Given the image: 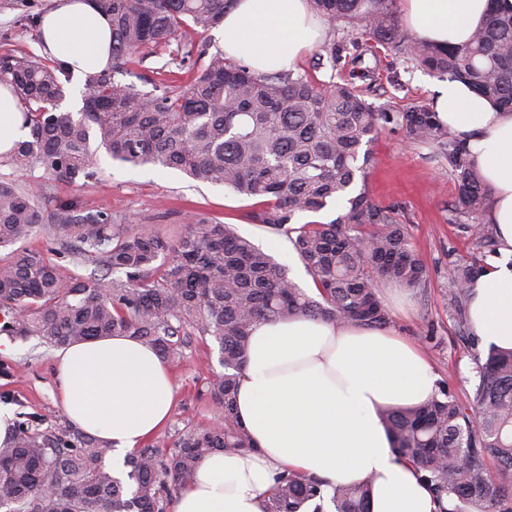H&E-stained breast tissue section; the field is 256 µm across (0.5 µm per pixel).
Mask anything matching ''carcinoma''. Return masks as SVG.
<instances>
[{
  "mask_svg": "<svg viewBox=\"0 0 512 512\" xmlns=\"http://www.w3.org/2000/svg\"><path fill=\"white\" fill-rule=\"evenodd\" d=\"M236 0H105L99 10L112 26V67L86 75L83 107L60 111L66 71L48 58L1 54L0 76L28 107L29 138L5 165L39 168L49 180L86 184L99 173L98 151L133 167L177 170L194 182L223 186L261 204L251 218L285 235L317 288L309 295L289 269L230 224L194 219L171 239L133 231L107 211L83 213L74 200L49 205L24 183L0 177V335L35 336L56 348L128 334L164 357L195 329L212 337L224 368L208 392L224 413L209 429H188L162 455L138 450L124 478L105 465L109 447L68 427L42 430L21 414L12 439L0 445V512H169L210 454L255 448L235 414L244 351L256 323L303 315L387 327L391 316L375 285L426 286L429 270L413 250L393 208L353 194L371 164L370 143L381 124L399 123L407 136L432 142L443 136L435 113L377 112L351 85L323 82L290 70L258 74L209 52L194 36L219 27ZM333 24L356 27L364 43L333 42L315 68L336 70L348 47L366 44L407 54L439 75L467 83L497 107L512 111V8L491 11L471 42L444 48L419 40L398 23L395 0H312ZM177 45L172 51L170 47ZM170 52L178 66L201 61L182 84L156 80L152 90L115 80L136 53ZM448 167L459 187L462 228L487 253L449 265L451 315L474 349L467 320L474 281L496 253L492 229L479 222L488 187L455 135L448 136ZM333 201L332 220L295 226ZM43 231L88 274L60 271L44 252L19 244ZM114 278H109V275ZM476 383L467 402L448 383L415 406L381 410L392 451L413 463L441 512H512V350L474 356ZM496 464L491 471L490 463ZM371 485L328 486L286 469L269 494L266 512H369Z\"/></svg>",
  "mask_w": 512,
  "mask_h": 512,
  "instance_id": "cac0c4a2",
  "label": "carcinoma"
}]
</instances>
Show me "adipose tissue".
I'll list each match as a JSON object with an SVG mask.
<instances>
[{
  "label": "adipose tissue",
  "mask_w": 512,
  "mask_h": 512,
  "mask_svg": "<svg viewBox=\"0 0 512 512\" xmlns=\"http://www.w3.org/2000/svg\"><path fill=\"white\" fill-rule=\"evenodd\" d=\"M419 40L466 45L489 0H397ZM46 52L77 76L112 62V30L93 0H53L41 18ZM311 0H236L219 30L226 58L259 73L290 68L321 40ZM441 127L462 139L489 197L484 221L497 254L476 279L468 321L485 343L512 350V112L456 80L432 85ZM26 109L0 82V156L25 137ZM54 385L70 423L106 442L112 471L171 417L176 389L168 363L127 335L55 350ZM437 376L420 349L384 328L296 316L258 322L246 346L235 412L252 451L216 453L198 467L173 512H264L283 469L329 483L371 482V512H438L415 468L392 451L380 416L433 393Z\"/></svg>",
  "instance_id": "adipose-tissue-1"
}]
</instances>
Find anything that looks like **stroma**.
<instances>
[{
	"label": "stroma",
	"instance_id": "obj_1",
	"mask_svg": "<svg viewBox=\"0 0 512 512\" xmlns=\"http://www.w3.org/2000/svg\"><path fill=\"white\" fill-rule=\"evenodd\" d=\"M51 4L52 0H0V54L42 55L39 29L23 28L17 18L24 13L43 14ZM314 61V55L305 56L296 65V73L312 71L320 80L351 84L375 111L408 112L430 104L429 84L434 75L407 56L381 49L376 55H365L358 64L347 51L336 69L319 71L314 70ZM370 150L366 190L377 205L395 207L430 273L425 288L418 290L378 282L379 298L392 317V330L418 345L438 379L447 381L459 399H466L475 382L473 352L460 340L450 315L448 264L471 261L479 249L460 230L464 219L454 209L457 180L440 144L415 142L399 126L379 128ZM20 179L51 199H73L91 212L112 211L135 231L158 230L174 237L196 215L235 225L239 233L287 265L301 288L312 286L288 239L249 219L256 202L227 188L198 187L179 172L122 166L105 155L100 158L98 180L85 186L49 181L36 172L21 174ZM10 346V354H0V365L9 370L8 375L0 374V405L15 413L35 415L46 428L67 427L68 421L54 400L52 347L33 339H14ZM218 357L214 340L195 333L171 358L177 403L170 422L152 439L160 451H168L186 429L222 422L223 416L207 391L210 378L220 370Z\"/></svg>",
	"mask_w": 512,
	"mask_h": 512
}]
</instances>
